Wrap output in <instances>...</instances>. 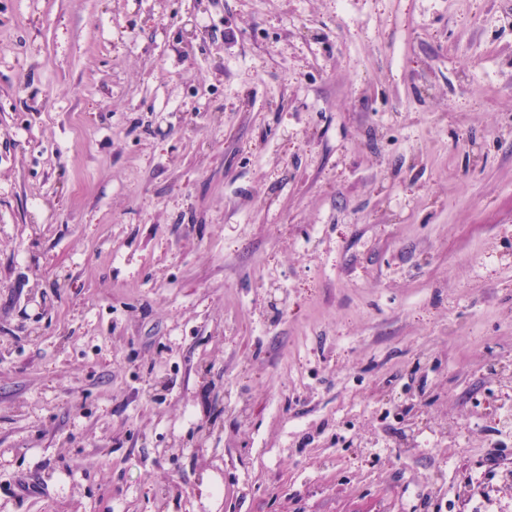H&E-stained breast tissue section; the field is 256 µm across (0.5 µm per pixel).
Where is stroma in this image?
<instances>
[{
	"instance_id": "stroma-1",
	"label": "stroma",
	"mask_w": 512,
	"mask_h": 512,
	"mask_svg": "<svg viewBox=\"0 0 512 512\" xmlns=\"http://www.w3.org/2000/svg\"><path fill=\"white\" fill-rule=\"evenodd\" d=\"M511 405L512 0H0V512H512Z\"/></svg>"
}]
</instances>
